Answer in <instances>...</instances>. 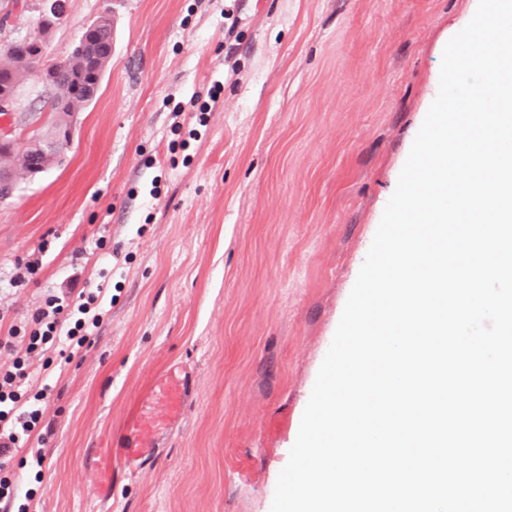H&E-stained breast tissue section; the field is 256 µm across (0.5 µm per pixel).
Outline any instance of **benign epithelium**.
<instances>
[{"instance_id": "benign-epithelium-1", "label": "benign epithelium", "mask_w": 512, "mask_h": 512, "mask_svg": "<svg viewBox=\"0 0 512 512\" xmlns=\"http://www.w3.org/2000/svg\"><path fill=\"white\" fill-rule=\"evenodd\" d=\"M32 9L39 13L44 34L66 20V0H13L10 8L0 14V31L6 28L13 12ZM111 34L112 11L107 9L84 27L74 54L63 61L46 60L40 38L0 39V47L19 59L20 71L35 76L43 92L51 98L57 91V74L72 61L79 67L71 78L76 105L69 120L55 126L49 137L42 134L35 122L24 126L16 122L18 86L5 80L0 82V112L4 115L0 122V204L15 197L20 178L29 181L40 178L47 170V161L59 157L71 145L73 118L80 108L96 98L101 87L102 62L112 55Z\"/></svg>"}]
</instances>
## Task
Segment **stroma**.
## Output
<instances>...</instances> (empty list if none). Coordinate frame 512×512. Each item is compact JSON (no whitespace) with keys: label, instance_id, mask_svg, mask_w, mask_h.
I'll return each mask as SVG.
<instances>
[{"label":"stroma","instance_id":"1","mask_svg":"<svg viewBox=\"0 0 512 512\" xmlns=\"http://www.w3.org/2000/svg\"><path fill=\"white\" fill-rule=\"evenodd\" d=\"M466 0H68L66 58L111 10L112 58L74 143L0 205V336L103 286L91 346L31 355L55 388L32 512H271L319 367ZM35 275L17 281L25 264ZM188 373L169 419L152 390ZM162 430L132 435L133 413ZM136 437L158 459L87 461Z\"/></svg>","mask_w":512,"mask_h":512}]
</instances>
